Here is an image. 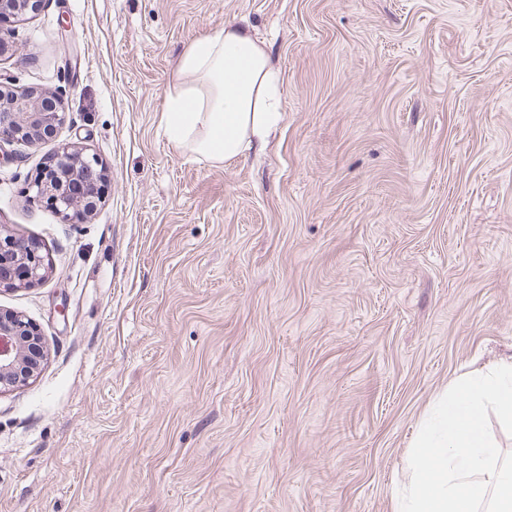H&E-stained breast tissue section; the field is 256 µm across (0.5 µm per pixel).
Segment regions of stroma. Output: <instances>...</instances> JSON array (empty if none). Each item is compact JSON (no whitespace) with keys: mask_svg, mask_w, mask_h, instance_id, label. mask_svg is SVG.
<instances>
[{"mask_svg":"<svg viewBox=\"0 0 512 512\" xmlns=\"http://www.w3.org/2000/svg\"><path fill=\"white\" fill-rule=\"evenodd\" d=\"M244 24L283 119L231 163L162 114L196 39ZM0 74L66 120L0 163V290L41 371L0 393V512H393L433 399L512 357V0H47ZM86 219L28 200L60 146ZM110 178L93 154L68 146L47 161L28 183L33 201L45 202L65 220H77L92 212L108 190ZM33 239L0 233V288H32L46 277L48 261ZM21 271L19 277L17 273Z\"/></svg>","mask_w":512,"mask_h":512,"instance_id":"obj_1","label":"stroma"}]
</instances>
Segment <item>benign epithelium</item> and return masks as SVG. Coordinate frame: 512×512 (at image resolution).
Instances as JSON below:
<instances>
[{
	"mask_svg": "<svg viewBox=\"0 0 512 512\" xmlns=\"http://www.w3.org/2000/svg\"><path fill=\"white\" fill-rule=\"evenodd\" d=\"M45 0H0V20L37 13ZM61 100L33 89L19 90L0 76V143L33 146L64 122ZM110 178L94 155L68 146L47 161L28 183L30 198L52 207L65 220L92 212ZM48 262L33 239L0 233V288H32L46 277ZM47 358V346L33 322L0 310V393L26 383Z\"/></svg>",
	"mask_w": 512,
	"mask_h": 512,
	"instance_id": "obj_1",
	"label": "benign epithelium"
}]
</instances>
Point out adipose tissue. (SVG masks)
<instances>
[{
    "label": "adipose tissue",
    "instance_id": "obj_1",
    "mask_svg": "<svg viewBox=\"0 0 512 512\" xmlns=\"http://www.w3.org/2000/svg\"><path fill=\"white\" fill-rule=\"evenodd\" d=\"M281 118L279 73L249 28L225 26L178 59L164 112L177 148L229 163L266 143Z\"/></svg>",
    "mask_w": 512,
    "mask_h": 512
}]
</instances>
